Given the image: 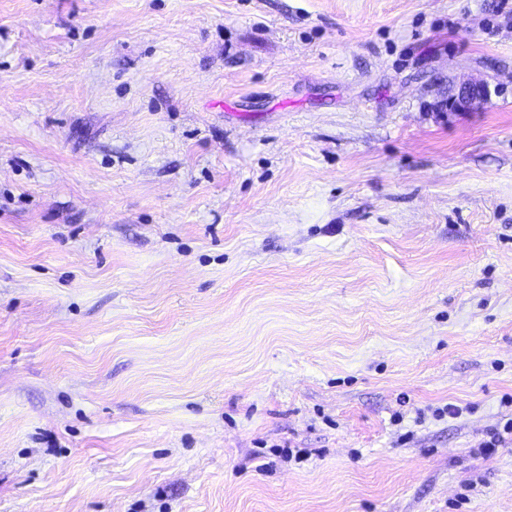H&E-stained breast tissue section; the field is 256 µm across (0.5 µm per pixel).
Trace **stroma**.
Returning <instances> with one entry per match:
<instances>
[{
	"label": "stroma",
	"instance_id": "1",
	"mask_svg": "<svg viewBox=\"0 0 512 512\" xmlns=\"http://www.w3.org/2000/svg\"><path fill=\"white\" fill-rule=\"evenodd\" d=\"M507 394L512 0H0V512H512ZM486 86L479 82L462 81L448 96V110L458 111L478 107L485 97Z\"/></svg>",
	"mask_w": 512,
	"mask_h": 512
}]
</instances>
